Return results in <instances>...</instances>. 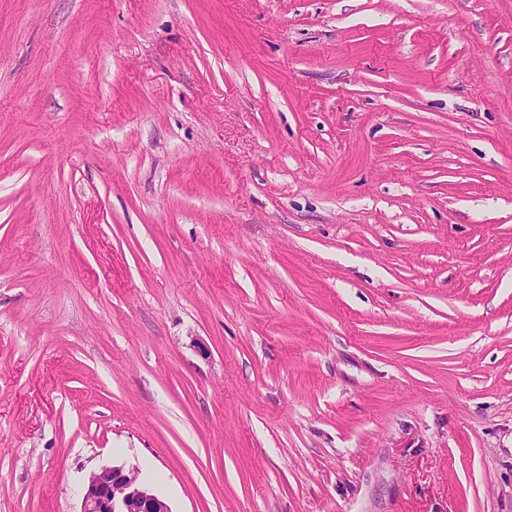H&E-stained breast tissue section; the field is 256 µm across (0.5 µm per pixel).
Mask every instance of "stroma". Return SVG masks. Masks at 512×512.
<instances>
[{
    "label": "stroma",
    "mask_w": 512,
    "mask_h": 512,
    "mask_svg": "<svg viewBox=\"0 0 512 512\" xmlns=\"http://www.w3.org/2000/svg\"><path fill=\"white\" fill-rule=\"evenodd\" d=\"M512 512V0H0V512ZM78 512H172L141 479L139 469L102 466L87 476Z\"/></svg>",
    "instance_id": "stroma-1"
}]
</instances>
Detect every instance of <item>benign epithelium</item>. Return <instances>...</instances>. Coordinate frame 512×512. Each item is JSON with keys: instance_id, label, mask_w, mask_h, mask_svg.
<instances>
[{"instance_id": "1", "label": "benign epithelium", "mask_w": 512, "mask_h": 512, "mask_svg": "<svg viewBox=\"0 0 512 512\" xmlns=\"http://www.w3.org/2000/svg\"><path fill=\"white\" fill-rule=\"evenodd\" d=\"M79 512H171V508L140 479L137 467L112 465L89 473Z\"/></svg>"}]
</instances>
